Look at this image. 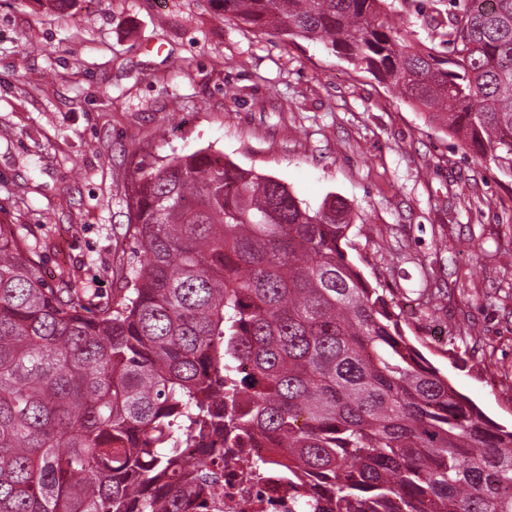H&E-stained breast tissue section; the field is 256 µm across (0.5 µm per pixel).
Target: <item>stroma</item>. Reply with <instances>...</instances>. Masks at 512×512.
<instances>
[{
	"label": "stroma",
	"instance_id": "1",
	"mask_svg": "<svg viewBox=\"0 0 512 512\" xmlns=\"http://www.w3.org/2000/svg\"><path fill=\"white\" fill-rule=\"evenodd\" d=\"M448 0H387L432 46ZM220 0H0V222L95 307L133 262V158L204 150L351 208L344 251L406 336L492 421L512 425V171L320 44L221 16ZM441 293L430 314L421 289Z\"/></svg>",
	"mask_w": 512,
	"mask_h": 512
}]
</instances>
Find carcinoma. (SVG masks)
I'll use <instances>...</instances> for the list:
<instances>
[{
    "instance_id": "cac0c4a2",
    "label": "carcinoma",
    "mask_w": 512,
    "mask_h": 512,
    "mask_svg": "<svg viewBox=\"0 0 512 512\" xmlns=\"http://www.w3.org/2000/svg\"><path fill=\"white\" fill-rule=\"evenodd\" d=\"M447 52L399 35L385 0H222L224 19L323 43L512 169V0H449ZM135 266L95 309L0 224V512H224L215 436L273 449L302 512H512V427L404 334L348 260L350 207L312 210L206 151L132 175ZM319 487L321 496L307 489Z\"/></svg>"
}]
</instances>
